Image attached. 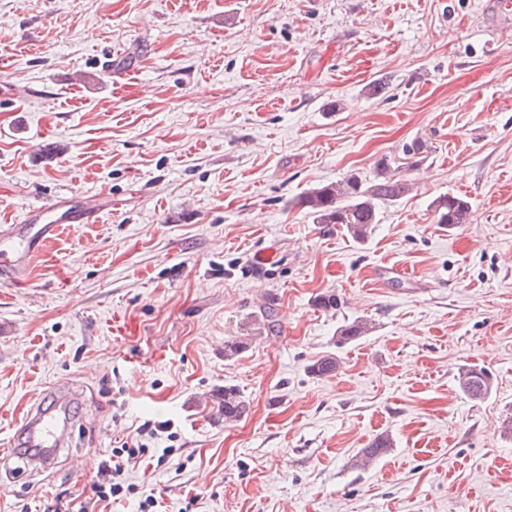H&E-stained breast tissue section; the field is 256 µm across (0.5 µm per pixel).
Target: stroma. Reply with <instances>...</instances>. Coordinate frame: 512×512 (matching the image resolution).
Here are the masks:
<instances>
[{
	"label": "stroma",
	"instance_id": "35a3bbf8",
	"mask_svg": "<svg viewBox=\"0 0 512 512\" xmlns=\"http://www.w3.org/2000/svg\"><path fill=\"white\" fill-rule=\"evenodd\" d=\"M499 2L0 0V229L70 191L109 204L0 278V445L48 389L69 402L48 468L0 459V512H79L135 439L134 494L95 512H512ZM383 159L413 189L366 242L298 206ZM449 193L467 223H436ZM330 293L340 311L316 306ZM270 298L275 330L225 360ZM360 316L372 332L338 343ZM326 354L338 370L311 374ZM465 365L490 372L486 398L460 390ZM227 386L248 402L230 424Z\"/></svg>",
	"mask_w": 512,
	"mask_h": 512
}]
</instances>
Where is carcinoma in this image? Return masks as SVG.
<instances>
[{"label":"carcinoma","mask_w":512,"mask_h":512,"mask_svg":"<svg viewBox=\"0 0 512 512\" xmlns=\"http://www.w3.org/2000/svg\"><path fill=\"white\" fill-rule=\"evenodd\" d=\"M411 185L407 180L390 173V165L382 160L378 163L376 174L371 179L356 173L308 190L303 193L297 204L312 216L315 224H336L355 242L368 240L380 223L381 206L395 203L403 198ZM436 223L465 224L468 221L471 204L468 200L454 194L440 196L431 202ZM258 329L274 330V300H269L260 313ZM373 329L372 323L362 317L347 321L337 329L338 342H353L368 335ZM251 344L248 336H237L224 344V357L232 359L245 352ZM338 361L332 355H325L310 366L309 370L316 376H327L336 372ZM461 391L470 399L485 398L492 388V379L483 368L468 366L458 374ZM220 410L224 422L242 418L248 410V403L243 394L233 386L224 387Z\"/></svg>","instance_id":"cac0c4a2"}]
</instances>
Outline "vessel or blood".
Segmentation results:
<instances>
[{
  "mask_svg": "<svg viewBox=\"0 0 512 512\" xmlns=\"http://www.w3.org/2000/svg\"><path fill=\"white\" fill-rule=\"evenodd\" d=\"M103 209L99 198L94 196L83 197L78 203L71 197L60 196L31 210L23 223L13 226L10 235L0 238V275L17 276L28 255L41 250L55 237L61 225L96 223ZM61 423V417L37 407L27 413L24 428L28 435L27 445L32 450L31 465L46 466L65 445L67 434Z\"/></svg>",
  "mask_w": 512,
  "mask_h": 512,
  "instance_id": "b4317fda",
  "label": "vessel or blood"
}]
</instances>
